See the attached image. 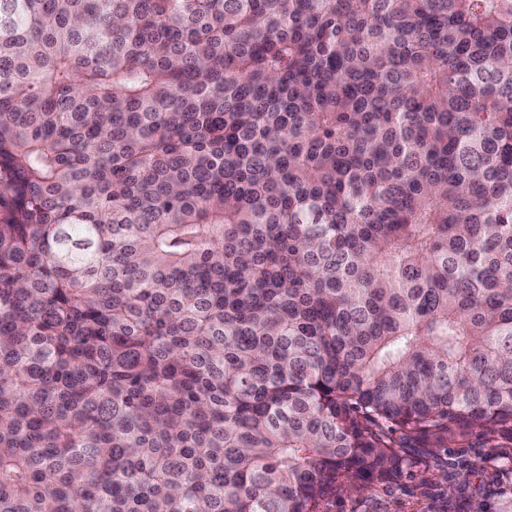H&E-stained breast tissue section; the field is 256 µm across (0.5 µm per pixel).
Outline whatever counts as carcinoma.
Returning <instances> with one entry per match:
<instances>
[{
    "mask_svg": "<svg viewBox=\"0 0 512 512\" xmlns=\"http://www.w3.org/2000/svg\"><path fill=\"white\" fill-rule=\"evenodd\" d=\"M512 438V0H0V512H317Z\"/></svg>",
    "mask_w": 512,
    "mask_h": 512,
    "instance_id": "cac0c4a2",
    "label": "carcinoma"
}]
</instances>
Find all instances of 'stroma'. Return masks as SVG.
<instances>
[{"mask_svg": "<svg viewBox=\"0 0 512 512\" xmlns=\"http://www.w3.org/2000/svg\"><path fill=\"white\" fill-rule=\"evenodd\" d=\"M416 466L359 493L337 492L321 512H506L512 506V444L414 448Z\"/></svg>", "mask_w": 512, "mask_h": 512, "instance_id": "35a3bbf8", "label": "stroma"}]
</instances>
